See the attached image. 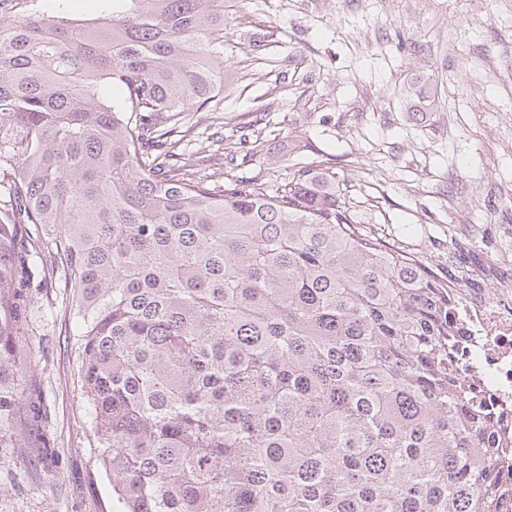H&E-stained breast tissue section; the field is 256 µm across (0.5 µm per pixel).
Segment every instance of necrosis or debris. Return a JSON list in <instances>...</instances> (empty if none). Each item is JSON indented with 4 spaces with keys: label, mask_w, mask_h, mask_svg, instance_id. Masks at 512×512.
<instances>
[{
    "label": "necrosis or debris",
    "mask_w": 512,
    "mask_h": 512,
    "mask_svg": "<svg viewBox=\"0 0 512 512\" xmlns=\"http://www.w3.org/2000/svg\"><path fill=\"white\" fill-rule=\"evenodd\" d=\"M449 319L466 355L456 372L466 390L494 401L507 418L501 428L503 459L499 478L512 483V289L486 288L469 292L448 287Z\"/></svg>",
    "instance_id": "4bbe7bcc"
}]
</instances>
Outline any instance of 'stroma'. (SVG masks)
Listing matches in <instances>:
<instances>
[{"label":"stroma","mask_w":512,"mask_h":512,"mask_svg":"<svg viewBox=\"0 0 512 512\" xmlns=\"http://www.w3.org/2000/svg\"><path fill=\"white\" fill-rule=\"evenodd\" d=\"M223 141L202 164L251 183L332 168L353 223L473 286L512 243V0H224ZM254 126L265 141L244 144ZM468 224L452 223L451 209ZM0 428V512H120L97 460L77 322L30 283Z\"/></svg>","instance_id":"stroma-1"}]
</instances>
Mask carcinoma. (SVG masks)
I'll list each match as a JSON object with an SVG mask.
<instances>
[{"label":"carcinoma","mask_w":512,"mask_h":512,"mask_svg":"<svg viewBox=\"0 0 512 512\" xmlns=\"http://www.w3.org/2000/svg\"><path fill=\"white\" fill-rule=\"evenodd\" d=\"M223 93L224 0L0 23V426L18 287L55 272L121 512H499L448 285L353 224L327 168L198 169L183 128L218 136Z\"/></svg>","instance_id":"1"}]
</instances>
